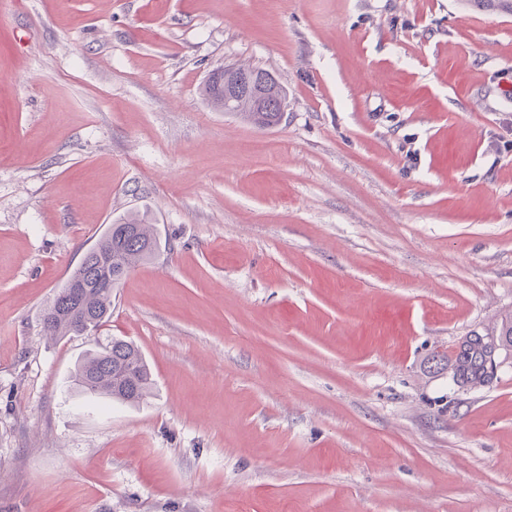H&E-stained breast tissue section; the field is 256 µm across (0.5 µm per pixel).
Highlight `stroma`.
I'll use <instances>...</instances> for the list:
<instances>
[{"mask_svg":"<svg viewBox=\"0 0 512 512\" xmlns=\"http://www.w3.org/2000/svg\"><path fill=\"white\" fill-rule=\"evenodd\" d=\"M247 63L261 128L201 96ZM512 15L463 0H0V512H512ZM157 254L76 395L41 314L109 224ZM282 84L270 72L256 76L250 73L229 72L224 74V111L238 112L249 121L259 126H273L280 122L279 112H285L286 99L282 97ZM250 96L251 111L248 101L240 99ZM239 103V104H238ZM277 105L278 112H271ZM238 106V108H237ZM251 112H258L252 115ZM487 331H491L492 333L483 335L474 332L468 336H464L459 341V345L456 349L457 353L461 358L465 355V358L468 360L473 357L477 364L476 380L467 383L465 387L478 388L484 386L495 373L499 352L502 349L496 336H499L503 347H512L511 314L502 317L499 326H494ZM491 334L496 336H492ZM468 360L458 359L453 370V379L459 386L473 373L472 365L468 363ZM75 390L90 398L139 405L150 394L153 380L140 349L112 336L97 341L76 363Z\"/></svg>","mask_w":512,"mask_h":512,"instance_id":"1","label":"stroma"}]
</instances>
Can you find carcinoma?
<instances>
[{
  "mask_svg": "<svg viewBox=\"0 0 512 512\" xmlns=\"http://www.w3.org/2000/svg\"><path fill=\"white\" fill-rule=\"evenodd\" d=\"M487 10L512 14V0H465ZM239 113L259 126L280 122L277 112H248V101L238 104ZM154 225L145 219L124 218L112 225L84 256L64 286L57 290L42 314L44 336L59 341L98 332L112 311V291L130 271L149 260L158 250ZM505 347H512V316L501 318L491 328ZM75 390L90 398L130 405L140 404L150 394L153 380L140 349L130 341L112 336L95 343L76 363Z\"/></svg>",
  "mask_w": 512,
  "mask_h": 512,
  "instance_id": "carcinoma-1",
  "label": "carcinoma"
}]
</instances>
